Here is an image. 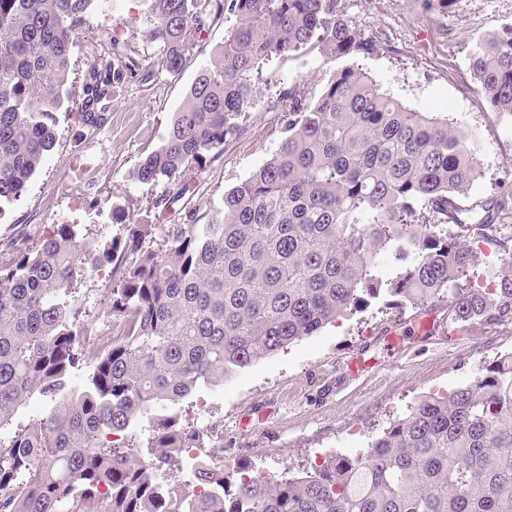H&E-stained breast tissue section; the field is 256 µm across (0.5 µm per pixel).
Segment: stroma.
I'll return each instance as SVG.
<instances>
[{"label":"stroma","mask_w":512,"mask_h":512,"mask_svg":"<svg viewBox=\"0 0 512 512\" xmlns=\"http://www.w3.org/2000/svg\"><path fill=\"white\" fill-rule=\"evenodd\" d=\"M344 14L365 33H382L378 53L330 60L303 51L262 66L261 94L244 132L227 143L205 173L191 179L195 190L161 217L183 224L188 212L211 216L225 192L246 179L277 150L282 114L271 108L280 91L302 84L322 90L337 70L367 72L383 91L409 108L453 119L478 145L481 175L474 200L512 194V116L489 110L470 78L476 42L512 24V0H463L449 10L424 0H340ZM151 0H109L92 13L70 57L68 96L56 127V145L26 192L0 219V244L27 231L46 237L59 217L106 239L121 228L113 207L137 213L154 189L136 187L130 171L146 149L160 144L168 121L184 102L198 68L177 75L161 69V53L148 39ZM132 57L127 75L107 106L104 128L84 132L77 116L84 109L88 72L98 58ZM92 164V183L61 184L76 165ZM98 198L89 206V198ZM448 301L432 298L401 310L384 299L325 326L287 349L199 391L174 408L182 425L197 428L205 416L224 419V445L237 449L236 465L271 476L301 475L319 467L326 450L355 454L392 417L419 396L441 394L469 384L483 365L512 352V326L472 328L448 324ZM401 329L400 357L391 360L388 334ZM363 357L374 368L352 373L349 362ZM266 416L258 430H238L239 416Z\"/></svg>","instance_id":"1"}]
</instances>
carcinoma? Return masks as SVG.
<instances>
[{
    "instance_id": "carcinoma-1",
    "label": "carcinoma",
    "mask_w": 512,
    "mask_h": 512,
    "mask_svg": "<svg viewBox=\"0 0 512 512\" xmlns=\"http://www.w3.org/2000/svg\"><path fill=\"white\" fill-rule=\"evenodd\" d=\"M148 37L177 75L202 34L235 18L224 45L198 70L163 142L129 178L164 187L132 218L127 235L89 241L58 224L38 248L12 243L0 263V512H176L177 490L154 493L174 453L196 440L165 410L224 376L316 334L369 299L388 305L448 295V319L512 324V265L494 288H463L476 263L471 225L502 229L504 200L472 203L481 174L476 145L446 118L416 112L344 68L321 93L288 88L276 152L200 224H158L181 201L189 171L202 172L244 127L260 94L262 61L316 49L365 57L381 41L340 0H151ZM107 0H0V215L19 200L56 144L71 50L79 27ZM139 63L100 59L87 106L112 94ZM473 82L489 109L512 115V24L477 45ZM105 112L79 113L99 129ZM159 237L156 249L145 240ZM392 250L396 272L376 274ZM116 260L103 308L118 338L86 344V305L76 267ZM88 361L89 373H74ZM32 399L45 415L14 426ZM148 453L108 440L145 416ZM198 512H512V365L493 362L474 381L420 397L359 453L330 458L303 476L257 481Z\"/></svg>"
}]
</instances>
